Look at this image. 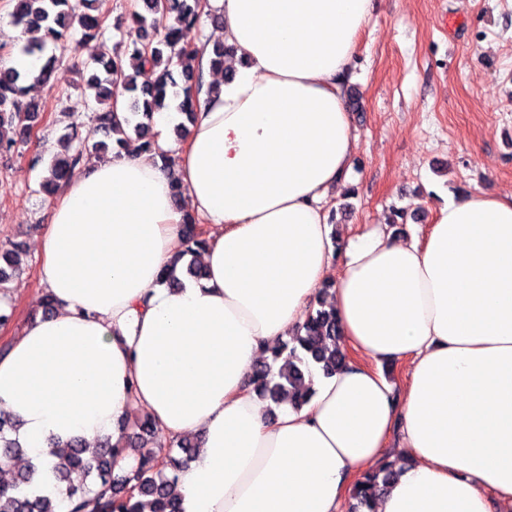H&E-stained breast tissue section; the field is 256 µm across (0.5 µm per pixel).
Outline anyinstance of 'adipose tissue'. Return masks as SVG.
<instances>
[{
  "label": "adipose tissue",
  "instance_id": "adipose-tissue-1",
  "mask_svg": "<svg viewBox=\"0 0 512 512\" xmlns=\"http://www.w3.org/2000/svg\"><path fill=\"white\" fill-rule=\"evenodd\" d=\"M372 8L207 0L226 71L203 53L194 122L158 141L173 164L91 161L52 200L37 254L54 310L0 353V411L29 457L48 468L50 441L120 440L138 410L198 440L179 469L183 512H342L385 461L373 512H512V192L447 200L422 236L329 222L358 150L345 86ZM189 214L206 276L168 288ZM326 282L353 359L314 373L306 404L268 413L253 366ZM390 361L408 364L403 388Z\"/></svg>",
  "mask_w": 512,
  "mask_h": 512
}]
</instances>
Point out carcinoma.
Returning a JSON list of instances; mask_svg holds the SVG:
<instances>
[{"label":"carcinoma","instance_id":"obj_1","mask_svg":"<svg viewBox=\"0 0 512 512\" xmlns=\"http://www.w3.org/2000/svg\"><path fill=\"white\" fill-rule=\"evenodd\" d=\"M12 23L29 35L21 53L42 57L47 46L64 48L80 35L89 40L100 36L104 17L98 0H12ZM146 11L133 9L125 17L126 32L131 40L129 60L134 72L125 73L123 59L107 51L99 54L95 66L84 75L85 88L93 93L94 107L89 123H74L70 131L58 139V151L52 154L48 175L42 190L55 195L70 178L72 170L88 156L102 157L110 151L106 138L115 140L122 151L135 144L145 152L160 158L167 166L173 162L170 154L157 146L152 132L153 116L169 108L168 98H184L176 110L189 122L196 116V97L205 84L199 65L198 49L183 39V32L196 27L203 12L201 0H143ZM165 12L174 16L173 24L164 32L148 33L146 12ZM150 68L153 82L138 85L141 70ZM37 86H47L59 80L57 58L49 57L35 73L16 68L0 67V155L15 152L32 142L35 125L43 122V103L26 99L28 79ZM130 94L129 115L117 118L115 98ZM183 248L166 269L162 282L179 284L177 270L189 259L187 273L201 279L204 273L195 253L204 249L206 240L194 216L186 213L182 227ZM24 249L15 243L0 248V294L6 295L12 278L23 271ZM332 288L327 282L316 298L317 309H311L297 333L272 349L254 367L252 383L259 397L278 406L284 401L303 404L309 386L305 379L318 369L330 375L346 362V354L330 345L336 343L339 325L334 310L323 306V296ZM136 431L124 435V443H112L107 437L92 458L85 457L86 448L77 440L50 444V454L59 458L51 468L56 482L63 486L69 502V512H140V497L150 498L151 512H182L174 492L177 475H169L192 458L195 443L184 437L162 444L156 440V427L145 416L135 424ZM15 424L0 417V465L14 461L24 454L17 440L10 437ZM134 448L136 465L125 472H114V449ZM43 467L29 460L12 478L0 482V512H58L55 498L42 488ZM393 477L390 465L367 472L352 489L351 512H361L370 506L373 497Z\"/></svg>","mask_w":512,"mask_h":512}]
</instances>
